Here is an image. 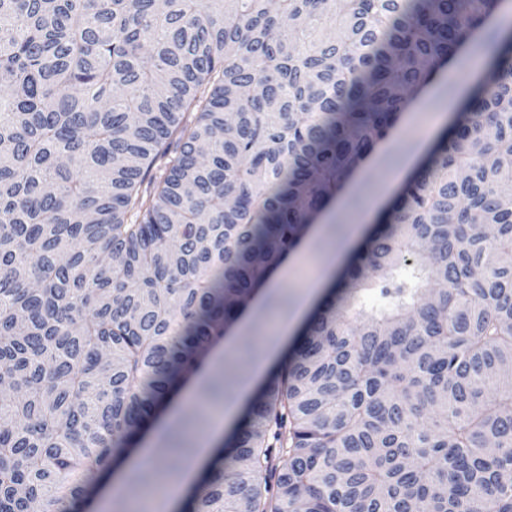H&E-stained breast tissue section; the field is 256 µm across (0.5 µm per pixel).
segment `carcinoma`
<instances>
[{"label":"carcinoma","mask_w":512,"mask_h":512,"mask_svg":"<svg viewBox=\"0 0 512 512\" xmlns=\"http://www.w3.org/2000/svg\"><path fill=\"white\" fill-rule=\"evenodd\" d=\"M499 4L0 0V512H85L475 34L482 83L187 512H512Z\"/></svg>","instance_id":"cac0c4a2"}]
</instances>
